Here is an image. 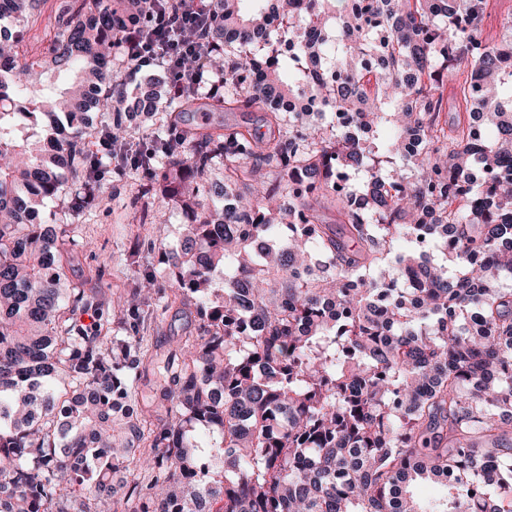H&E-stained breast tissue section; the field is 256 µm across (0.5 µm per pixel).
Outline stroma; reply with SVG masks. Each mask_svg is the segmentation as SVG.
<instances>
[{
	"label": "stroma",
	"instance_id": "35a3bbf8",
	"mask_svg": "<svg viewBox=\"0 0 512 512\" xmlns=\"http://www.w3.org/2000/svg\"><path fill=\"white\" fill-rule=\"evenodd\" d=\"M99 183L101 191L81 225V236L92 247L87 251L73 249L71 278L107 298L112 292L128 289L136 269L154 262L155 257L137 243L147 232L140 228L132 205L138 189L136 180L107 173Z\"/></svg>",
	"mask_w": 512,
	"mask_h": 512
}]
</instances>
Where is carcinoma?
I'll use <instances>...</instances> for the list:
<instances>
[{
    "instance_id": "obj_1",
    "label": "carcinoma",
    "mask_w": 512,
    "mask_h": 512,
    "mask_svg": "<svg viewBox=\"0 0 512 512\" xmlns=\"http://www.w3.org/2000/svg\"><path fill=\"white\" fill-rule=\"evenodd\" d=\"M6 2L38 23L39 0ZM487 6L212 0L204 92L121 79L161 0H82L44 57L0 35V512H512V14L489 40ZM92 139L136 143L144 210L186 220L150 243L166 279L146 265L108 301L68 275ZM64 172L67 209L41 212ZM177 303L196 327L151 428L145 333ZM166 223L163 224L164 231L162 237L171 247H179L182 241L184 218L182 214L175 209H168L165 215Z\"/></svg>"
}]
</instances>
